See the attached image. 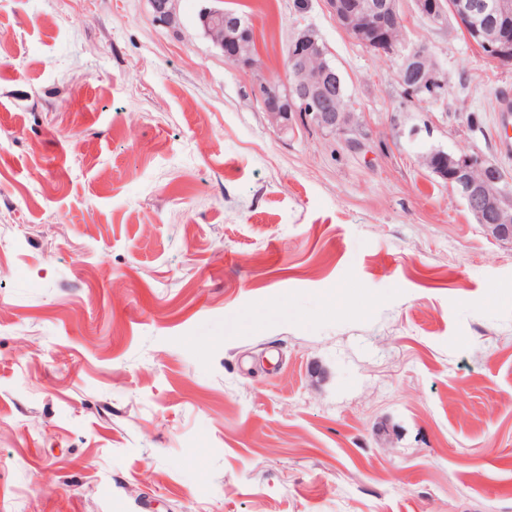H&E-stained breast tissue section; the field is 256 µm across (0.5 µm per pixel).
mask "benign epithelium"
Segmentation results:
<instances>
[{
  "label": "benign epithelium",
  "instance_id": "obj_1",
  "mask_svg": "<svg viewBox=\"0 0 512 512\" xmlns=\"http://www.w3.org/2000/svg\"><path fill=\"white\" fill-rule=\"evenodd\" d=\"M176 0H150L154 18L163 24L176 19ZM330 13L353 39L368 43L372 26L393 25L398 16L397 0H367L354 6L347 0H327ZM416 11L431 25L441 27L453 16L469 40L483 47L500 64L512 65V0H414ZM198 22L213 45L237 64L256 70L249 47L252 35L224 10L203 7ZM291 84L285 91L270 89L266 79L256 81L252 94L270 123L282 134L295 130V121L331 135L346 136L358 122L355 112H341L334 96L344 87L340 74L316 34L299 31L287 49ZM401 73L409 91L442 82V74L425 45L403 57ZM420 164L456 192L477 224L500 242L512 243V200L503 192L505 174L493 161L478 155L431 149L420 156Z\"/></svg>",
  "mask_w": 512,
  "mask_h": 512
}]
</instances>
